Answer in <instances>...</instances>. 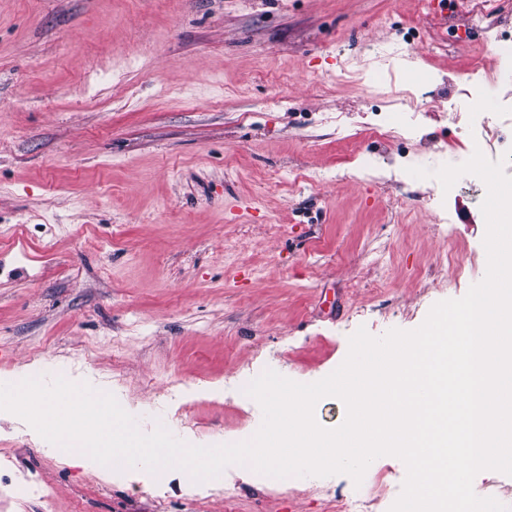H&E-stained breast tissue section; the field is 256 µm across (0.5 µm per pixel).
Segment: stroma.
I'll return each instance as SVG.
<instances>
[{"label": "stroma", "mask_w": 512, "mask_h": 512, "mask_svg": "<svg viewBox=\"0 0 512 512\" xmlns=\"http://www.w3.org/2000/svg\"><path fill=\"white\" fill-rule=\"evenodd\" d=\"M406 112L416 83L444 103L416 139L379 142L364 76L374 53ZM481 56L483 101L512 100L464 6L426 0H0V375L46 356L110 389L142 432L196 446L249 440L263 413L239 393L271 369L318 381L349 337L413 330L486 275L484 182L462 176L448 210L427 200L439 149L471 150L464 77ZM348 116V132L336 130ZM382 157L374 176L359 153ZM281 181L260 193L270 174ZM459 279L449 289L451 279ZM8 473L49 485L53 505L0 495V512H389L404 463L351 477L266 482L228 466L112 472L0 416Z\"/></svg>", "instance_id": "35a3bbf8"}]
</instances>
